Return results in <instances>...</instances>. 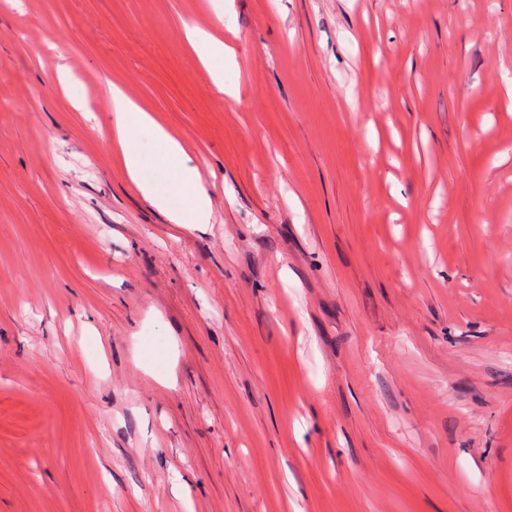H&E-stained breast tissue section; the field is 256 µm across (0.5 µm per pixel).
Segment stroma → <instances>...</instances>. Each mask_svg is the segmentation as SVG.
I'll list each match as a JSON object with an SVG mask.
<instances>
[{
  "instance_id": "stroma-1",
  "label": "stroma",
  "mask_w": 512,
  "mask_h": 512,
  "mask_svg": "<svg viewBox=\"0 0 512 512\" xmlns=\"http://www.w3.org/2000/svg\"><path fill=\"white\" fill-rule=\"evenodd\" d=\"M511 82L512 0H0V512H512ZM185 38L196 54L197 60L210 71L214 89L229 98H238L239 87L224 84V68L216 67L215 62L234 55L231 45L212 31L199 26H186ZM111 106L110 131L113 147L120 152L129 179L141 195L163 212L172 224H208L212 210L209 195L196 167L181 142L159 126L153 116L132 100L117 84L109 83ZM149 132L157 144L155 165L170 181L171 189L181 204L174 206L170 196L160 192L153 182L141 176L144 159L139 148V135Z\"/></svg>"
}]
</instances>
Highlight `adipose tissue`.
I'll return each mask as SVG.
<instances>
[{"mask_svg": "<svg viewBox=\"0 0 512 512\" xmlns=\"http://www.w3.org/2000/svg\"><path fill=\"white\" fill-rule=\"evenodd\" d=\"M185 38L198 61L209 69L214 89L223 96L238 97V86L225 84L224 70L217 65L218 60L233 55L232 46L212 31L198 26L186 27ZM108 97L112 145L120 152L126 173L141 195L163 212L170 223H210L212 210L207 189L197 168L190 165L181 142L159 126L152 115L132 100L121 86L109 84ZM144 132L150 133L157 144L154 163L169 179L171 194L160 192L153 182L141 176L144 159L139 148V136ZM175 195L180 197V205H173L171 198Z\"/></svg>", "mask_w": 512, "mask_h": 512, "instance_id": "adipose-tissue-1", "label": "adipose tissue"}]
</instances>
